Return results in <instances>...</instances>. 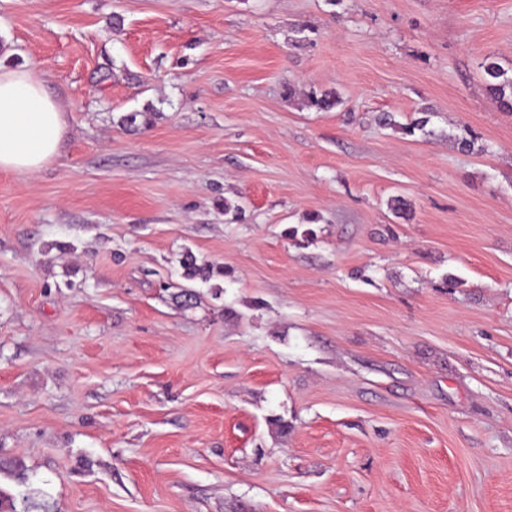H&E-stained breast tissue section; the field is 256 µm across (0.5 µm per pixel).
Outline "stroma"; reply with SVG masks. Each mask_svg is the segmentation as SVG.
I'll return each instance as SVG.
<instances>
[{"label":"stroma","instance_id":"obj_1","mask_svg":"<svg viewBox=\"0 0 512 512\" xmlns=\"http://www.w3.org/2000/svg\"><path fill=\"white\" fill-rule=\"evenodd\" d=\"M488 55L512 77V0H0L68 117L0 172V505L512 512Z\"/></svg>","mask_w":512,"mask_h":512}]
</instances>
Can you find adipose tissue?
Returning <instances> with one entry per match:
<instances>
[{"instance_id":"ef3b65f1","label":"adipose tissue","mask_w":512,"mask_h":512,"mask_svg":"<svg viewBox=\"0 0 512 512\" xmlns=\"http://www.w3.org/2000/svg\"><path fill=\"white\" fill-rule=\"evenodd\" d=\"M67 114L32 69L0 67V171L31 176L62 150Z\"/></svg>"}]
</instances>
